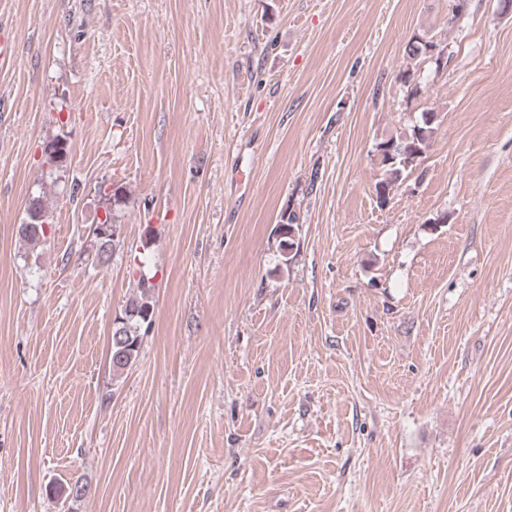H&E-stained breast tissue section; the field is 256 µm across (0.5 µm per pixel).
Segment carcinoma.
<instances>
[{
	"label": "carcinoma",
	"mask_w": 512,
	"mask_h": 512,
	"mask_svg": "<svg viewBox=\"0 0 512 512\" xmlns=\"http://www.w3.org/2000/svg\"><path fill=\"white\" fill-rule=\"evenodd\" d=\"M446 49L448 46L425 32L410 37L405 46L410 66L401 73L407 101L416 99L423 92L421 66L439 67L440 60L437 56L442 54L446 60L450 57ZM438 124V114L424 110L420 112L409 131L383 139L375 145L383 169L382 178L374 186L378 206L386 207L391 200L394 186L420 165ZM45 154L51 163L61 167L67 160L68 146L62 140L52 139L45 146ZM98 195L105 201L118 204L123 202L125 192L120 185L106 187L101 184L98 186ZM49 224L47 210L42 202L35 200L28 207L26 219L19 224L18 233L27 243L35 246L44 240L45 226ZM298 224L299 216L296 211L287 208L281 212L278 227L282 235L288 238L290 248L295 244L293 232ZM94 243L96 261L105 263L109 260L117 241L110 238L96 239ZM139 288V293L127 299L122 314L115 318L112 328L111 363L112 371L118 377L134 365L143 336L150 332L154 324L155 307L151 296L153 285L149 284V279L143 277L140 279Z\"/></svg>",
	"instance_id": "cac0c4a2"
}]
</instances>
